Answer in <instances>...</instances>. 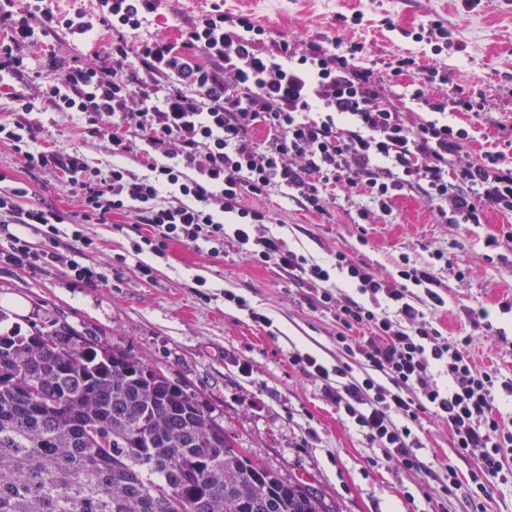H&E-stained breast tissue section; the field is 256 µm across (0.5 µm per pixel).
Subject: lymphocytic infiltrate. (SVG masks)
<instances>
[{
  "instance_id": "f902f5d3",
  "label": "lymphocytic infiltrate",
  "mask_w": 512,
  "mask_h": 512,
  "mask_svg": "<svg viewBox=\"0 0 512 512\" xmlns=\"http://www.w3.org/2000/svg\"><path fill=\"white\" fill-rule=\"evenodd\" d=\"M102 5L97 17L78 12L60 17L45 0L19 13L0 10L10 28L0 41V69L15 73L27 67L21 49L34 33L32 18L66 30L76 41L97 26L111 28L110 64L78 61L63 75L47 77L41 101L85 114L116 159L102 169L79 148L37 146L36 130L26 120L37 102L19 99L20 117L0 120V142L11 146L26 171L61 177L79 194L82 212L73 218L51 206H21L25 189L6 185L0 173V213L29 230L9 235L0 257L33 269L62 260L74 283L97 286L106 272L76 260L94 244L83 227L125 213L151 229L132 241L133 254L162 256L179 242L207 246L216 257L229 245L249 261L276 265L333 307L336 343L358 359L364 374L356 376L350 363L327 368L297 350L290 361L321 380L326 397L343 409L347 421L405 469L422 466L413 431L423 418L445 422L455 455L478 457L467 503L479 512L490 486L512 484V420L496 406L497 391L512 396V378L476 367L473 337L449 340L427 320V310L444 303L435 265L405 260L396 277L386 279L340 252L333 268L345 273L355 293L335 298L321 288L333 268L290 249L281 237L254 235V226L269 216L246 207L243 199L287 189L302 207L322 213L328 188L338 184L369 198L370 208L360 213L367 223L392 213L407 189L421 195L441 224L483 223L490 206L511 213L512 165L505 164L503 150L486 152L478 164L453 165L466 151L468 131L399 111L385 87L414 74L407 90L417 104L477 118L484 112L483 97L463 88L440 94L447 73L416 56L380 64L366 59L360 42L334 47L323 40L266 42L264 28L251 15L218 6L183 23L180 41L157 35L132 45L126 32L140 29L158 0H102ZM190 50L204 53L211 66L190 63ZM132 57L141 75L127 72ZM260 125L268 130L261 141L254 137ZM130 156L141 173L123 166ZM64 225L71 228L68 261L57 251ZM34 234L40 243L31 242ZM381 299L392 311L378 309ZM357 327L363 335H354ZM439 371L447 373V385L437 383Z\"/></svg>"
}]
</instances>
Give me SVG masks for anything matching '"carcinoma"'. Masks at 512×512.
Masks as SVG:
<instances>
[{
    "mask_svg": "<svg viewBox=\"0 0 512 512\" xmlns=\"http://www.w3.org/2000/svg\"><path fill=\"white\" fill-rule=\"evenodd\" d=\"M0 512H331L184 381L62 320L0 331Z\"/></svg>",
    "mask_w": 512,
    "mask_h": 512,
    "instance_id": "obj_1",
    "label": "carcinoma"
}]
</instances>
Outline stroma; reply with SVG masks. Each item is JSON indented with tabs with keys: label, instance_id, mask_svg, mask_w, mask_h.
<instances>
[{
	"label": "stroma",
	"instance_id": "obj_1",
	"mask_svg": "<svg viewBox=\"0 0 512 512\" xmlns=\"http://www.w3.org/2000/svg\"><path fill=\"white\" fill-rule=\"evenodd\" d=\"M217 4L228 13L252 15L274 39L362 42L375 61L432 54L430 45L414 42L407 33L427 19L441 20L454 41L453 48L433 54L448 74L442 93L464 87L485 97L486 117L466 112L447 116L470 133L465 161H479L485 150L497 146V121L512 120V10H494L486 0L472 7L466 0H161L153 21L127 39L134 44L163 34L178 40L180 20ZM355 13L362 16L360 24L341 23V16ZM385 17L395 22V29L382 25ZM111 44L112 32L104 26L83 43L55 27L36 34L23 48L29 73H0V118L12 117L15 96H40L44 77L61 75L76 58L107 57ZM32 119L42 127L39 145L78 146L93 165L111 163L107 143L90 135L84 114L49 109ZM0 172L26 189L24 204L78 208L76 196L60 178L25 171L4 144ZM245 203L271 217L270 223L256 226V235L282 236L292 250L323 264L332 263L340 251L392 276L401 256L425 263L433 252H444L447 260L439 264L438 276L445 304L429 309L428 320L443 335L474 336L467 314L485 309L494 333L477 338L474 360L512 377V310L500 307L512 299V239L505 236L512 229V215L490 207L484 223L441 224L420 194L409 190L396 199L392 216L376 217L370 224L360 218L368 200L340 188L329 193L323 214L302 209L283 192L249 196ZM85 230L96 245L79 260L102 268L108 282L80 288L57 263L38 271L0 263V299L18 295L27 303L24 313L8 312L10 324L27 332L58 318L78 330L96 329L108 344L189 383L253 460L282 476L314 483L336 512H465L475 460L454 455L445 423L423 421L415 433L423 468L407 470L345 420L324 396L321 381L290 363L288 353L295 348L314 352L329 367L348 357L336 344L329 309L313 307L307 289L289 281L276 265L253 264L229 246L218 258L180 243L171 244L162 258L133 256L137 226L126 214ZM121 254L126 263H118ZM140 260L153 266L154 281L140 278ZM199 277L206 279L205 288L196 286ZM228 291L243 297L246 307L225 301ZM253 310L265 314L270 327L254 323L249 316ZM446 462L456 469L460 485L441 495L436 488Z\"/></svg>",
	"mask_w": 512,
	"mask_h": 512
}]
</instances>
